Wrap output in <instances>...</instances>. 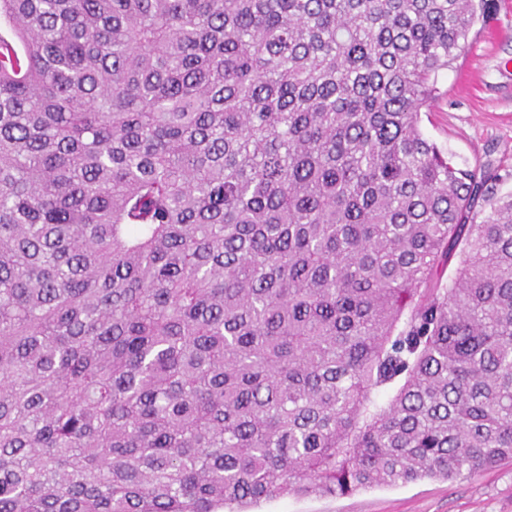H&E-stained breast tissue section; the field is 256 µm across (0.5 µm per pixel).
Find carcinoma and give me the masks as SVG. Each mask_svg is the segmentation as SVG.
Listing matches in <instances>:
<instances>
[{"mask_svg":"<svg viewBox=\"0 0 512 512\" xmlns=\"http://www.w3.org/2000/svg\"><path fill=\"white\" fill-rule=\"evenodd\" d=\"M495 3L0 0V512L512 458V193L420 126Z\"/></svg>","mask_w":512,"mask_h":512,"instance_id":"obj_1","label":"carcinoma"}]
</instances>
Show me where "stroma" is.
Masks as SVG:
<instances>
[{"instance_id":"1","label":"stroma","mask_w":512,"mask_h":512,"mask_svg":"<svg viewBox=\"0 0 512 512\" xmlns=\"http://www.w3.org/2000/svg\"><path fill=\"white\" fill-rule=\"evenodd\" d=\"M439 96L424 113V135L465 168L489 166L497 195L512 192V0H496L478 23ZM261 512H512V461L453 481L423 479L346 496H290Z\"/></svg>"}]
</instances>
